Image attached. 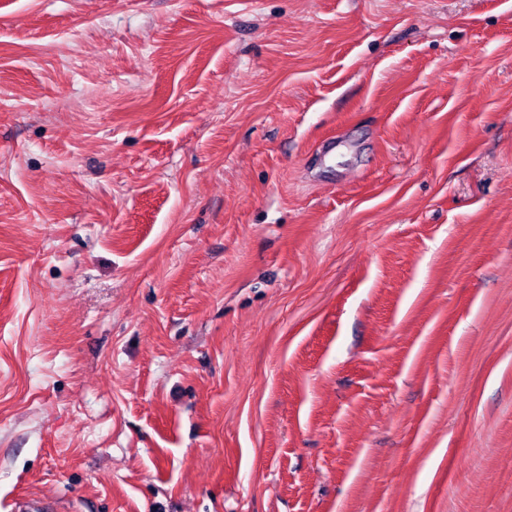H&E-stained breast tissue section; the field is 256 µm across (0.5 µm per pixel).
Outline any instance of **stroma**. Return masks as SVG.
Masks as SVG:
<instances>
[{
    "label": "stroma",
    "mask_w": 512,
    "mask_h": 512,
    "mask_svg": "<svg viewBox=\"0 0 512 512\" xmlns=\"http://www.w3.org/2000/svg\"><path fill=\"white\" fill-rule=\"evenodd\" d=\"M512 512V0H0V512Z\"/></svg>",
    "instance_id": "35a3bbf8"
}]
</instances>
